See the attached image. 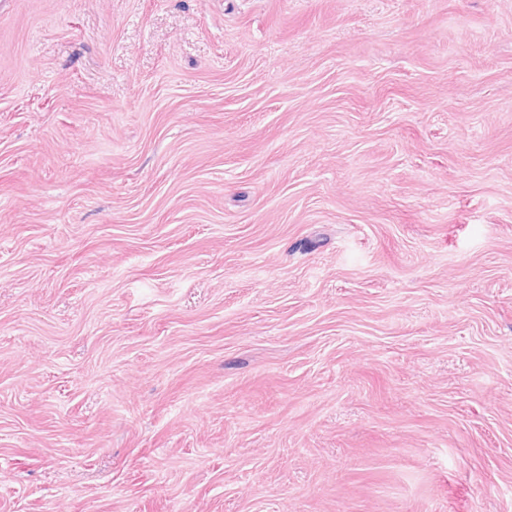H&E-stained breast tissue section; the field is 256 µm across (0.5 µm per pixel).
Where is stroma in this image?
<instances>
[{
    "label": "stroma",
    "instance_id": "stroma-1",
    "mask_svg": "<svg viewBox=\"0 0 512 512\" xmlns=\"http://www.w3.org/2000/svg\"><path fill=\"white\" fill-rule=\"evenodd\" d=\"M0 512H512V0H0Z\"/></svg>",
    "mask_w": 512,
    "mask_h": 512
}]
</instances>
